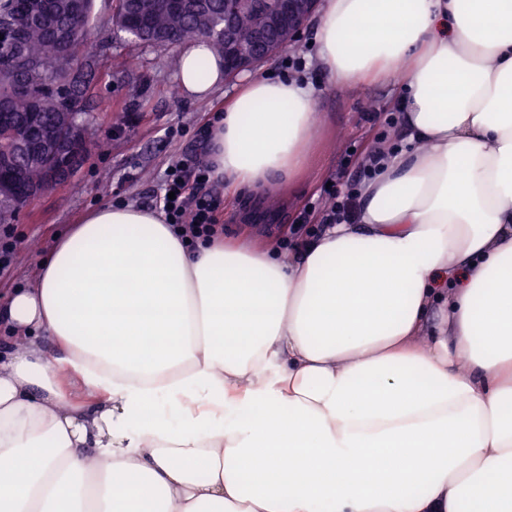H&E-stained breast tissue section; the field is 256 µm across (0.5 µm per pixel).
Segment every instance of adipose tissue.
Listing matches in <instances>:
<instances>
[{"label": "adipose tissue", "mask_w": 512, "mask_h": 512, "mask_svg": "<svg viewBox=\"0 0 512 512\" xmlns=\"http://www.w3.org/2000/svg\"><path fill=\"white\" fill-rule=\"evenodd\" d=\"M315 31L346 86L410 61L412 150L295 248L88 210L0 295V512H512V0H326ZM178 80L223 86L210 40ZM316 128L311 84L249 76L209 159L258 194Z\"/></svg>", "instance_id": "1"}]
</instances>
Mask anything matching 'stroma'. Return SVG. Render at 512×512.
Returning a JSON list of instances; mask_svg holds the SVG:
<instances>
[{
  "label": "stroma",
  "mask_w": 512,
  "mask_h": 512,
  "mask_svg": "<svg viewBox=\"0 0 512 512\" xmlns=\"http://www.w3.org/2000/svg\"><path fill=\"white\" fill-rule=\"evenodd\" d=\"M112 12V0H95L94 35L81 57V74L90 83L86 109L93 117L92 148L70 182L45 192L22 210H0V226L13 228L18 240L8 272L0 275V294L35 284L40 262L55 238L89 209L114 204L138 207L156 194L169 163L198 150L203 122L209 113L225 107L238 87L233 79L207 99H189L177 82L178 47H142L114 26ZM316 52L315 26L310 23L299 38L256 67L257 72L275 76L285 57L305 55L321 128L314 160L294 188L260 200L222 190L225 235L258 244L280 238L282 227L296 223L307 200H323L346 148L362 155L377 144L384 117L393 111L401 93L402 74L353 86L335 85L318 68ZM169 128L177 129V136L167 137Z\"/></svg>",
  "instance_id": "obj_1"
}]
</instances>
